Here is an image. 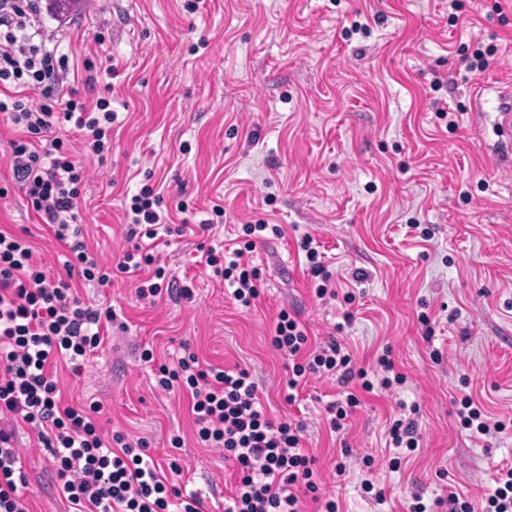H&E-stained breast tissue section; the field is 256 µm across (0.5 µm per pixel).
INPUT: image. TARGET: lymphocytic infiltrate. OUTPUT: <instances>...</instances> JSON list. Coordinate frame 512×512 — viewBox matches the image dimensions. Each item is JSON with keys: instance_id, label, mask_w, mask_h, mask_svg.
I'll use <instances>...</instances> for the list:
<instances>
[{"instance_id": "obj_1", "label": "lymphocytic infiltrate", "mask_w": 512, "mask_h": 512, "mask_svg": "<svg viewBox=\"0 0 512 512\" xmlns=\"http://www.w3.org/2000/svg\"><path fill=\"white\" fill-rule=\"evenodd\" d=\"M38 13L39 0H0V112L18 129L8 143L15 182L69 258L65 276H52L34 264L26 239L0 228V512H28L21 495L28 480L15 446L20 425L50 450L74 512H203L200 497L184 494L174 483L181 473L177 462L161 467L146 453L145 442H131L121 432L104 436L91 413L64 403L60 395L57 360L90 356L100 345L104 321L114 318L112 310L86 304L74 280L105 287L122 277L135 283L139 299L149 301L189 300L193 290L187 284L174 287L155 263L150 242L162 220L153 186L143 185L130 198L126 218L134 244L115 263L95 258L81 240L76 209L88 182L86 163L104 160L116 114L104 97L61 100L69 58L43 33ZM265 230L262 224L243 225L242 246L204 253L206 265L246 308L260 294V273L246 255ZM270 343L288 360L283 389L289 403L316 377L333 376L344 385L357 380L367 392L405 381L386 354L376 361L379 380H369L336 338L316 341L285 310ZM140 359L153 365L158 388L186 392L198 441L234 462L237 477L225 512H338L335 500L320 492L303 423L268 418L248 369L206 364L189 351L159 363L145 349ZM417 413V406H410L407 416L390 424L389 467L418 448ZM448 503L451 512H512V465L496 469L479 495L462 499L452 492Z\"/></svg>"}]
</instances>
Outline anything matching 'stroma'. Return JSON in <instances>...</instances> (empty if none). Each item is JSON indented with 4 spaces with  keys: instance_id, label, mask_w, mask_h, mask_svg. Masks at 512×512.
Masks as SVG:
<instances>
[{
    "instance_id": "1",
    "label": "stroma",
    "mask_w": 512,
    "mask_h": 512,
    "mask_svg": "<svg viewBox=\"0 0 512 512\" xmlns=\"http://www.w3.org/2000/svg\"><path fill=\"white\" fill-rule=\"evenodd\" d=\"M41 23L61 39L79 97H107L117 114L79 206L89 251L110 262L127 248L125 198L152 182L169 221L187 224L158 238L156 259L194 287L192 301L152 305L126 280L80 284L123 327L80 373L58 362L65 402L100 405L105 431L142 438L160 464L177 459L204 512H224L234 465L196 442L186 394L156 389L142 348L162 356L185 343L212 364L249 369L271 418L305 423L339 512H404L415 493L448 512L449 492L478 495L512 464V144L495 122L497 94L512 87V0H42ZM478 52L481 72L468 67ZM15 134L0 114V187L10 188L0 227L64 274L66 247L13 183ZM216 204L223 223L201 229ZM259 220L282 232L248 255L261 279L246 309L199 248L232 245ZM307 234L335 298L311 291L297 249ZM284 309L317 339L336 337L358 366L390 350L405 384L361 393L346 429L330 432L324 407L344 392L336 378L312 380L292 404L281 392L286 360L270 336ZM467 395L508 429H463ZM405 404L419 407L422 439L392 469L387 428ZM16 446L31 512H70L49 452L24 427ZM368 476L384 485V504L362 489Z\"/></svg>"
}]
</instances>
